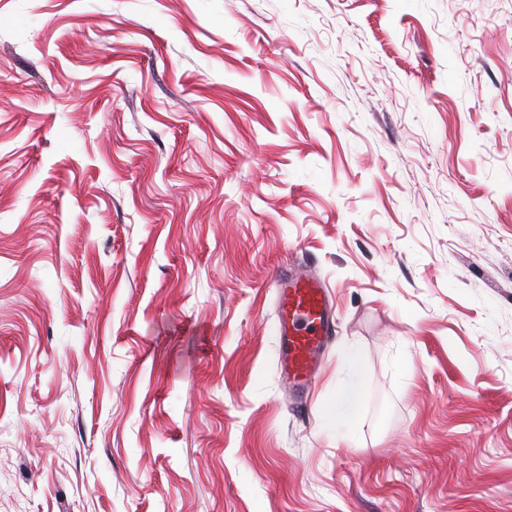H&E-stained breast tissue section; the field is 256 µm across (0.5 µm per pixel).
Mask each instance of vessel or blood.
Listing matches in <instances>:
<instances>
[{
  "label": "vessel or blood",
  "instance_id": "1",
  "mask_svg": "<svg viewBox=\"0 0 512 512\" xmlns=\"http://www.w3.org/2000/svg\"><path fill=\"white\" fill-rule=\"evenodd\" d=\"M275 288L282 375L301 394L316 376L329 338V298L323 283L295 268L278 273Z\"/></svg>",
  "mask_w": 512,
  "mask_h": 512
}]
</instances>
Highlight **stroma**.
Here are the masks:
<instances>
[{"label":"stroma","instance_id":"obj_1","mask_svg":"<svg viewBox=\"0 0 512 512\" xmlns=\"http://www.w3.org/2000/svg\"><path fill=\"white\" fill-rule=\"evenodd\" d=\"M0 512H512V0H0ZM282 376L297 394L316 376L329 338L331 308L325 285L306 271L289 268L275 277ZM362 389L361 379L358 370L348 384H346L339 397L332 413V419L336 423H352L356 417L357 405Z\"/></svg>","mask_w":512,"mask_h":512}]
</instances>
